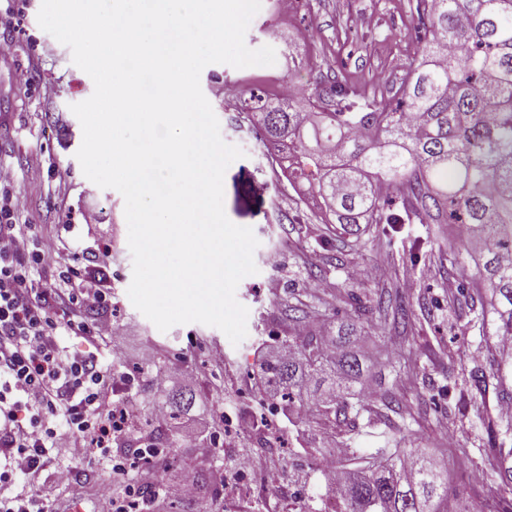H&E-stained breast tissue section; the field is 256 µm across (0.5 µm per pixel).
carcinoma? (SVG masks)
<instances>
[{
    "label": "carcinoma",
    "instance_id": "carcinoma-1",
    "mask_svg": "<svg viewBox=\"0 0 512 512\" xmlns=\"http://www.w3.org/2000/svg\"><path fill=\"white\" fill-rule=\"evenodd\" d=\"M416 11L424 25L420 57L395 100L370 99L335 80L308 94L309 112L297 107L296 93L272 102L253 90L241 93L240 109L252 114L264 145L293 146L292 176L315 167L309 187L324 223L348 234L361 224L463 225L481 284L466 293L480 303L469 323L496 352L489 369L470 370V386L512 407V349L501 346L512 339V0H416ZM325 94L336 99L332 112L316 111ZM377 307L410 319L400 302L380 298ZM292 311L310 321L307 339L283 342L288 355L264 362V383L299 402L309 424L332 413L356 419L360 407L348 396L363 391L367 372L351 347L356 324L313 323L317 308L301 300ZM158 397L161 419L137 449L146 459L180 447L172 432L196 402L185 386ZM483 423L490 438L482 463L511 492L512 446L497 438L512 432V414ZM336 472V500L327 492L323 508L303 512H441L448 500V472L412 445L390 454L379 448L366 466Z\"/></svg>",
    "mask_w": 512,
    "mask_h": 512
}]
</instances>
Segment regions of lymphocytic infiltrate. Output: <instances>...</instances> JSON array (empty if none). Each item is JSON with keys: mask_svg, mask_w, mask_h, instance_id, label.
<instances>
[{"mask_svg": "<svg viewBox=\"0 0 512 512\" xmlns=\"http://www.w3.org/2000/svg\"><path fill=\"white\" fill-rule=\"evenodd\" d=\"M13 169L0 166V484L29 482L28 491L0 495V512H49L34 482L53 448L110 452L115 434L133 417L130 404L109 401L125 377L108 373L90 354L115 336L111 319L87 328L68 310L103 306L104 294L75 285L67 272L57 281L41 276L59 262L65 243L23 223L26 195L15 192ZM83 346H64L63 337Z\"/></svg>", "mask_w": 512, "mask_h": 512, "instance_id": "1", "label": "lymphocytic infiltrate"}]
</instances>
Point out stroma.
<instances>
[{
    "mask_svg": "<svg viewBox=\"0 0 512 512\" xmlns=\"http://www.w3.org/2000/svg\"><path fill=\"white\" fill-rule=\"evenodd\" d=\"M415 3L262 0L245 42L252 49L272 46L275 65L203 69L201 89L221 136L243 152L225 172V213L232 223L251 228L259 242L254 252L258 272L236 289L248 318L247 335L235 345L220 329L197 322L159 331L132 304L124 198L88 180L76 158L83 133L71 106L89 98L94 83L73 63L70 49L40 28L41 0H0V15L19 20L11 32L16 53L0 57V164L14 169L15 190L31 201L27 222L64 237L66 264L106 294L103 307L76 311L74 320L90 327L108 316L117 334L126 335V344L93 351L109 372L136 371L126 401L148 408L155 400L150 380L156 371L175 379L190 373L197 394L192 412L210 421L205 436L180 432L176 463L152 467L132 462L133 449L143 441L140 431L128 430L112 442V457L128 461L120 474L110 459H91L79 448L50 449L49 467L38 479L50 512H111L110 501L124 499L131 485L148 489V500L158 504L159 512H196L195 502L178 492L181 469L195 473L200 499L210 502L213 512L317 508L325 488L314 447L332 454L350 446L365 456L395 448L405 434L447 468L448 512H477L484 498L497 496L489 482L470 483L476 466L468 456L487 447L485 425L455 415L469 371L488 364L487 348L468 324L465 302L448 300L449 286L469 287L476 273L462 246V227L406 224L385 232L366 226L348 235L339 225L323 223L317 201L272 168L280 148L264 146L237 98L214 93L216 86L233 82L274 99L288 81L312 91L338 79L367 97L390 98L418 55ZM25 69L33 72L26 86L15 80L16 72ZM61 172L67 173L66 182L58 180ZM90 206L96 220L88 227L82 214ZM104 247L110 248L112 262L102 267L97 254ZM312 253L319 257L313 270L306 263ZM426 266L433 270L428 278L420 275ZM408 280L417 281V288L405 289ZM380 297L407 303L409 322L394 323L391 313L375 310ZM299 300L318 308L328 323L359 320L355 348L370 367L367 386L374 395L363 403L356 434L330 422H297L293 410L262 383V363L296 334L288 307ZM248 454L274 462L280 486L270 488L256 479L227 492V475ZM66 467L76 478L61 488L52 472Z\"/></svg>",
    "mask_w": 512,
    "mask_h": 512,
    "instance_id": "stroma-1",
    "label": "stroma"
}]
</instances>
